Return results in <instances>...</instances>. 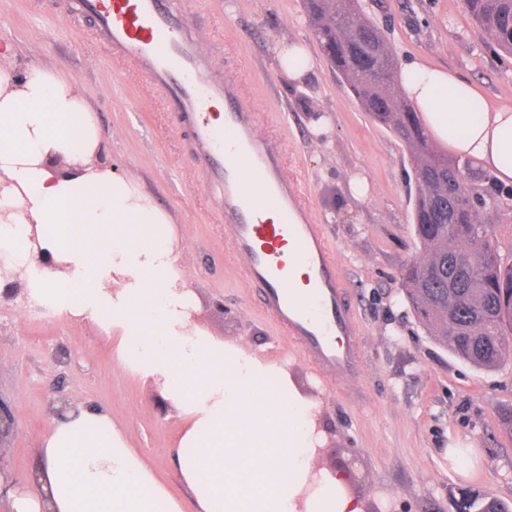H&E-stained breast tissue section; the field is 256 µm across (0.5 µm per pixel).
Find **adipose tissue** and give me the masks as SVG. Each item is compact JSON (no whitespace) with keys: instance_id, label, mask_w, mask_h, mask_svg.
<instances>
[{"instance_id":"1","label":"adipose tissue","mask_w":512,"mask_h":512,"mask_svg":"<svg viewBox=\"0 0 512 512\" xmlns=\"http://www.w3.org/2000/svg\"><path fill=\"white\" fill-rule=\"evenodd\" d=\"M402 86L440 145L512 183V108L491 107L451 71L413 62ZM103 134L74 81L38 62L0 66V270L31 302L90 321L183 427L178 498L105 408L54 417L33 488L14 512H366L348 471H315L316 402L286 365L196 319L171 215L141 180L101 159Z\"/></svg>"}]
</instances>
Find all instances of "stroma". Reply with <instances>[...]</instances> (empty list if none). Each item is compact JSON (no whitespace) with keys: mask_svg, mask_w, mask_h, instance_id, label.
Segmentation results:
<instances>
[{"mask_svg":"<svg viewBox=\"0 0 512 512\" xmlns=\"http://www.w3.org/2000/svg\"><path fill=\"white\" fill-rule=\"evenodd\" d=\"M67 0H0V43L11 62L32 58L70 76L89 98L104 133L103 159L140 178L176 221L198 320L215 336L250 345L287 365L316 401L319 466L352 471L366 512H452L459 489L512 500V436L499 415L512 406V356L494 371L451 355L413 317L399 277L420 257L411 222L416 163L385 126L372 122L325 61L303 0H181L214 72L244 86L261 130L284 153L289 175L310 195L354 299L363 357L353 401L336 390L258 307L240 267L230 263L224 217L179 115L134 66L115 61ZM399 64L420 61L469 81L491 106L512 107V55L495 54L463 0H364ZM279 40L304 42L314 66L295 87L274 64ZM68 361L56 364L57 349ZM109 408L133 448L175 495L183 488L170 450L179 420L151 384L122 366L105 336L37 304L0 305V397L17 431L0 449V472L29 486L38 438L52 424L53 396ZM450 448H473L468 474Z\"/></svg>","mask_w":512,"mask_h":512,"instance_id":"stroma-1","label":"stroma"}]
</instances>
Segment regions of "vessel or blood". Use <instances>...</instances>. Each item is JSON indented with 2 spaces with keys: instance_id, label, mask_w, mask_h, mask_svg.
<instances>
[{
  "instance_id": "vessel-or-blood-1",
  "label": "vessel or blood",
  "mask_w": 512,
  "mask_h": 512,
  "mask_svg": "<svg viewBox=\"0 0 512 512\" xmlns=\"http://www.w3.org/2000/svg\"><path fill=\"white\" fill-rule=\"evenodd\" d=\"M69 9L88 19L113 57L134 64L180 112L193 153L209 166L218 189L231 259L258 290L259 306L301 343L316 369L360 379L359 331L334 247L282 153L242 101L237 82L215 78L176 0H70ZM215 103L223 108L218 120L211 112ZM267 205L276 220L266 219ZM297 266L307 271L310 298L293 282Z\"/></svg>"
}]
</instances>
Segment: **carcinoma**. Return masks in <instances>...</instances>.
<instances>
[{
	"label": "carcinoma",
	"mask_w": 512,
	"mask_h": 512,
	"mask_svg": "<svg viewBox=\"0 0 512 512\" xmlns=\"http://www.w3.org/2000/svg\"><path fill=\"white\" fill-rule=\"evenodd\" d=\"M472 19L512 55V0H464ZM322 52L367 114L388 127L417 166L413 224L421 257L400 278L407 300L431 335L461 360L484 370L512 355V263L496 244L493 225L468 206L471 166L448 158L430 140L418 113L396 86L397 57L380 28L363 16L361 0H305ZM456 301L455 316L446 318ZM477 512H512L487 496Z\"/></svg>",
	"instance_id": "cac0c4a2"
}]
</instances>
